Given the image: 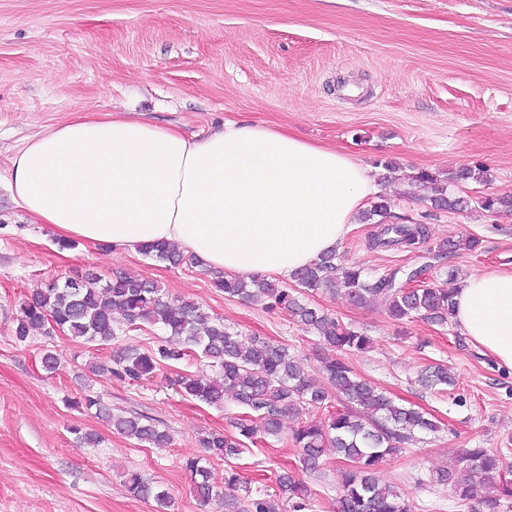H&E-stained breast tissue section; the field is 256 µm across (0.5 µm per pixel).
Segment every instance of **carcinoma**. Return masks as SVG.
I'll return each mask as SVG.
<instances>
[{
	"label": "carcinoma",
	"instance_id": "cac0c4a2",
	"mask_svg": "<svg viewBox=\"0 0 512 512\" xmlns=\"http://www.w3.org/2000/svg\"><path fill=\"white\" fill-rule=\"evenodd\" d=\"M430 202L436 210L458 211L468 206L467 200L448 193L445 187L436 188ZM389 210L390 202L380 194L362 214L363 221L377 225V245L405 249L426 241L427 228L423 224L384 223ZM478 245L475 238L448 240L438 246L435 258L441 261L463 247L473 250ZM140 252L172 266L201 265L196 256L179 252L165 242L145 244ZM291 281L288 285L259 274L245 281L223 274L215 276L214 286L229 297L288 310L303 330L315 333L325 345L343 353L367 349L371 338L310 306L306 295L322 289L332 294L340 292L357 304L378 303L395 321L423 318L443 326L454 316V291L438 286L408 288L397 281L394 272L370 278L360 266L342 263L334 252L295 271ZM117 313L122 315L128 331L149 324L159 327L165 336L151 351L118 347L113 351L112 365L100 366L98 372L139 383L163 362L200 357L213 375H183L175 385L186 396L206 404L221 405L228 397L241 409V416L235 421L236 433L204 434L199 439L204 455L184 461L185 469L194 477L193 490L200 503L218 502L224 505V512H279L271 500L239 496V478L233 472L224 478V486L216 485L204 462L237 459L247 450V443L254 442L260 434L279 437L285 416L325 410L334 393L345 400L344 411L323 421H304L292 433L301 471L320 473L326 464V450L331 448L336 458L349 462L340 471L336 512H414L413 503L397 487L382 482L378 467L399 453L402 445L413 441L415 433L432 432L436 425L420 410L396 403L340 358L324 362L321 383L310 376L288 348L274 346L259 336L245 341L223 319L203 311L196 303L172 299L155 284L127 274L104 284L98 277L88 275L82 280H68L61 287L32 290L20 306L14 333L19 342L27 341L32 332L39 330L45 336L59 331L75 340L108 344L118 339ZM419 382L430 388L450 386L454 378L447 368L436 365L426 368ZM75 406L94 412L115 432L140 444L152 448L170 445L163 422L137 411L114 414L98 394L86 393ZM433 480L450 487L454 503L468 506L470 512H504V504H512V464L501 449L459 448L454 466L437 472ZM276 482L282 490L301 499L298 507L306 506L310 490L298 474L285 468L278 473ZM483 483L493 484L496 494L477 496L476 487ZM126 484L135 497L151 498L160 507L167 506V493L141 474H127Z\"/></svg>",
	"mask_w": 512,
	"mask_h": 512
}]
</instances>
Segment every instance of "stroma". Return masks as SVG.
Wrapping results in <instances>:
<instances>
[{
    "mask_svg": "<svg viewBox=\"0 0 512 512\" xmlns=\"http://www.w3.org/2000/svg\"><path fill=\"white\" fill-rule=\"evenodd\" d=\"M120 114L188 135L225 120L281 127L336 148L370 167L392 201L389 222L424 224L417 249L374 246L375 225L356 223L337 247L345 262L382 275L422 270V282L512 272V210L487 211L485 196H512V0H0V512H224L201 506L183 461L201 455V435L232 432L239 411L185 396L179 376H210L200 360L160 366L134 385L116 376L84 382L90 364L112 348L61 333L14 336L31 289L89 273L110 280L132 274L167 294L197 303L242 336H260L297 354L311 375L331 351L284 309L230 298L205 267L174 268L143 254L76 243L59 249L52 228L34 223L5 179L27 139L83 115ZM462 168L481 179L452 191L471 204L432 209L420 172L438 179ZM478 238L476 250L445 263L429 254L448 239ZM311 305L363 329L371 349L347 354L361 377L398 403L435 416L437 432L419 436L382 464L416 512H448L450 490L430 481L452 467L460 448H512V369L498 364L458 324L416 318L398 323L377 304L357 305L318 291ZM56 372L41 364L45 352ZM444 364L457 384L438 394L417 377ZM102 394L113 412L141 411L162 420L166 448L112 432L67 401L84 389ZM299 419L286 417L281 438H260L232 463H209L216 480L234 470L241 489L294 512L275 477L296 468L291 441ZM96 432L98 447L79 442L72 426ZM152 479L170 505L132 496L130 472ZM304 512H334L335 455L305 476Z\"/></svg>",
    "mask_w": 512,
    "mask_h": 512,
    "instance_id": "obj_1",
    "label": "stroma"
}]
</instances>
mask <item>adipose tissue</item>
Segmentation results:
<instances>
[{"instance_id": "1", "label": "adipose tissue", "mask_w": 512, "mask_h": 512, "mask_svg": "<svg viewBox=\"0 0 512 512\" xmlns=\"http://www.w3.org/2000/svg\"><path fill=\"white\" fill-rule=\"evenodd\" d=\"M8 187L60 240L134 252L171 242L229 275H289L332 251L376 190L342 151L264 124L189 136L106 114L32 137ZM454 319L512 369V272L468 278Z\"/></svg>"}]
</instances>
